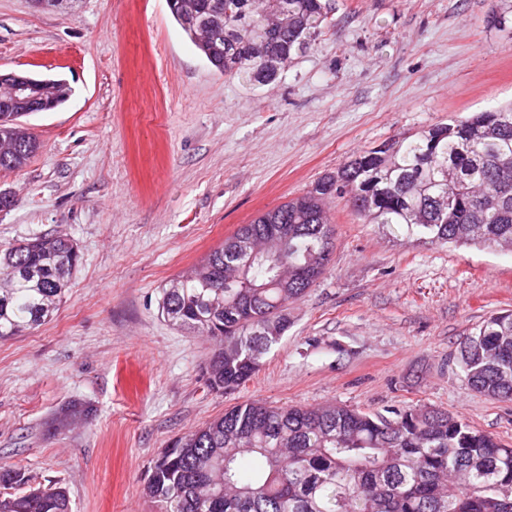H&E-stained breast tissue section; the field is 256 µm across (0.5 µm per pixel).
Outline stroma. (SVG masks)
<instances>
[{"mask_svg":"<svg viewBox=\"0 0 512 512\" xmlns=\"http://www.w3.org/2000/svg\"><path fill=\"white\" fill-rule=\"evenodd\" d=\"M496 0H332V24L277 79L215 72L167 0H0V73L65 79L24 117L39 144L0 173V247L44 234L82 253L51 320L0 341V462L56 482L72 512H159L164 448L246 400L372 413L431 406L512 445V401L473 391L465 334L512 310V252L431 245L342 199L328 268L244 385L208 388L215 339L172 326L168 282L240 225L356 153L512 101ZM87 415L61 420L70 401Z\"/></svg>","mask_w":512,"mask_h":512,"instance_id":"stroma-1","label":"stroma"}]
</instances>
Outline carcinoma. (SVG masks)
<instances>
[{"instance_id": "obj_1", "label": "carcinoma", "mask_w": 512, "mask_h": 512, "mask_svg": "<svg viewBox=\"0 0 512 512\" xmlns=\"http://www.w3.org/2000/svg\"><path fill=\"white\" fill-rule=\"evenodd\" d=\"M169 8L216 71L258 85L275 81L331 24L330 0H169ZM70 92L51 79L41 97L58 106ZM37 148L13 113L0 112L1 172L22 168ZM335 197L371 224H395L432 245L512 251V104L360 152L172 280L162 300L168 321L224 344L206 367L212 391L257 373L288 331V302L325 273L326 202ZM281 224L288 240L274 265L255 241ZM310 260L311 276L296 275ZM80 261L73 240L52 234L1 248L0 339L50 319ZM458 361L473 390L512 401V311L467 334ZM27 483L0 467V486L14 489L0 495V512H70L64 488ZM144 491L161 512H512V447L434 407L386 416L250 401L164 449Z\"/></svg>"}]
</instances>
